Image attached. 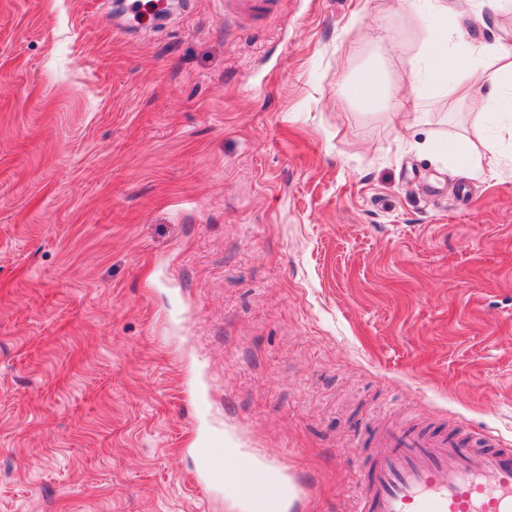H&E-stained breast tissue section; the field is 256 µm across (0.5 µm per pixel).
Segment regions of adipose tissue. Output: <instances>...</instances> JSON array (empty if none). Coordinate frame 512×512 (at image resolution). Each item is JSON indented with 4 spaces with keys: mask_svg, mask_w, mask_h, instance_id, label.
<instances>
[{
    "mask_svg": "<svg viewBox=\"0 0 512 512\" xmlns=\"http://www.w3.org/2000/svg\"><path fill=\"white\" fill-rule=\"evenodd\" d=\"M423 77L435 84L453 83L455 90L467 98L475 123H482L487 112H512V39H498L493 52L484 46L462 42L429 44ZM491 56L493 68H484L483 56Z\"/></svg>",
    "mask_w": 512,
    "mask_h": 512,
    "instance_id": "obj_1",
    "label": "adipose tissue"
}]
</instances>
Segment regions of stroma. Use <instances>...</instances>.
<instances>
[{"label": "stroma", "mask_w": 512, "mask_h": 512, "mask_svg": "<svg viewBox=\"0 0 512 512\" xmlns=\"http://www.w3.org/2000/svg\"><path fill=\"white\" fill-rule=\"evenodd\" d=\"M475 12L449 43L512 35ZM427 26L0 0V512H242L194 481L212 434L310 486L294 512H350L381 421L512 444V164L417 79ZM370 65L403 123L349 94Z\"/></svg>", "instance_id": "1"}]
</instances>
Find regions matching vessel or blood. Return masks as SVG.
Wrapping results in <instances>:
<instances>
[{
	"label": "vessel or blood",
	"mask_w": 512,
	"mask_h": 512,
	"mask_svg": "<svg viewBox=\"0 0 512 512\" xmlns=\"http://www.w3.org/2000/svg\"><path fill=\"white\" fill-rule=\"evenodd\" d=\"M352 512H512V447L471 431L382 434Z\"/></svg>",
	"instance_id": "vessel-or-blood-1"
}]
</instances>
